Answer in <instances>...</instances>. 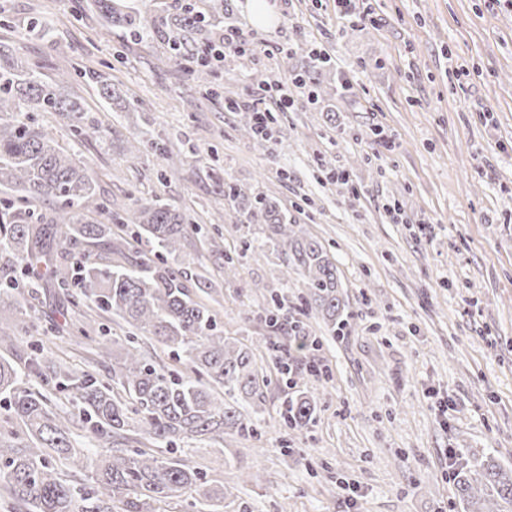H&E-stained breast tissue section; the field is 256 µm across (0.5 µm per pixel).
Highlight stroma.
<instances>
[{"mask_svg":"<svg viewBox=\"0 0 512 512\" xmlns=\"http://www.w3.org/2000/svg\"><path fill=\"white\" fill-rule=\"evenodd\" d=\"M249 4L224 0L220 27L245 28L275 52L240 63L225 51L210 98L187 92L158 38L100 36L90 0H0V41L45 65L100 72L139 103L115 110L75 75L67 91L107 127L104 138L81 143L62 116H38L114 210L131 194L158 196L239 249L261 229L224 208L217 167L279 200L336 257L352 329L332 338L309 321L318 343L292 358L302 389L308 364L330 370L315 423L279 426L291 394L279 383L251 417L260 440L189 443L181 456L218 480L258 475L237 494L247 512H461L449 454L489 453L512 466V5L371 0L370 17L346 21L336 0H288L273 4L267 27ZM34 18L44 36L29 34ZM313 49L330 56L323 85L347 76L352 90L278 112L272 141L243 136L225 93L240 99L303 74ZM142 130L149 145L126 158L123 144ZM173 262L222 278L226 336H266L254 286L281 289L275 252L249 256L225 278L194 237Z\"/></svg>","mask_w":512,"mask_h":512,"instance_id":"obj_1","label":"stroma"}]
</instances>
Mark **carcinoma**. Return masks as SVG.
<instances>
[{
	"label": "carcinoma",
	"instance_id": "carcinoma-1",
	"mask_svg": "<svg viewBox=\"0 0 512 512\" xmlns=\"http://www.w3.org/2000/svg\"><path fill=\"white\" fill-rule=\"evenodd\" d=\"M91 6L99 27L109 33L114 28L135 37L148 32L166 42L175 59L193 64L188 79L200 89L208 87L214 46L196 35L214 25L220 4L210 15L190 2L177 14L143 13L122 0H92ZM70 77L65 70L50 77L0 42V186L14 194V201L0 209V315L17 311L19 289L35 297L30 286L35 279L57 289L72 307L94 306L118 316L125 329L121 336L100 340L97 320L87 317L68 337L97 343L99 356L109 362L105 381L93 370L55 362L41 339L28 342L33 354L23 369L0 356V397L12 410L0 417V491L30 512H168L175 500L184 503L183 512H204V506L233 492L209 479L204 466L165 459L158 448L184 439L219 442L226 433H256L239 401L262 404L270 375L251 346L218 329L212 303L219 302L221 289L164 262V255L179 252L197 231L185 211L158 197H130L116 215L118 223L138 228L136 244L127 247L112 241V225L91 221L92 214L105 213L94 179L83 161L34 118L36 112H56L80 140L105 136L83 104L66 93ZM224 108L242 113L240 130L255 134L253 115L242 112L237 101H225ZM218 184L239 223L265 225L264 237L245 241L244 251L254 255L269 246L279 253L284 287L304 288L299 314L320 320L333 336L342 332L348 313L336 259L275 199L224 179ZM42 202L53 204L52 213L36 210ZM207 246L224 259V274L234 273L224 234L209 238ZM287 297L270 293L269 328L279 329ZM141 335L169 348L177 362H186L184 369L148 361L139 346ZM314 382L312 391L293 392L283 414L285 427L302 430L316 420L329 381L316 376ZM53 391L70 392L80 412L51 406ZM80 432L103 453L101 466L82 488L70 483L71 473L85 469L89 458L77 441ZM452 480L463 512H512V468L491 457L463 454L453 463Z\"/></svg>",
	"mask_w": 512,
	"mask_h": 512
}]
</instances>
